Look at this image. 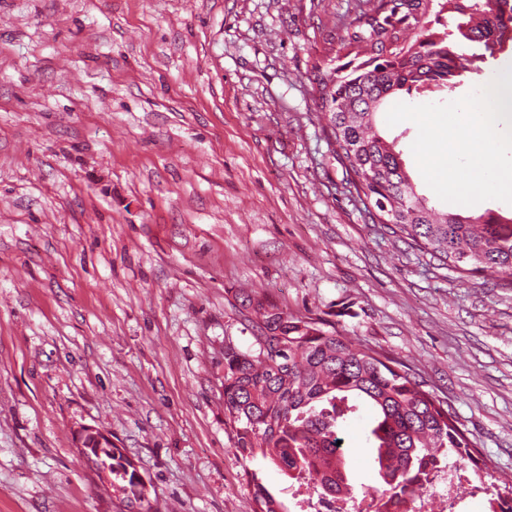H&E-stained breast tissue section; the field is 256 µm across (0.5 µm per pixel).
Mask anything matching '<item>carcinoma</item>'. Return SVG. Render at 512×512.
I'll list each match as a JSON object with an SVG mask.
<instances>
[{"mask_svg": "<svg viewBox=\"0 0 512 512\" xmlns=\"http://www.w3.org/2000/svg\"><path fill=\"white\" fill-rule=\"evenodd\" d=\"M451 22L430 26V14ZM512 43V0H360L339 36V52L312 63L332 155L347 183L364 196L373 224H385L408 248L461 274L496 275L512 285V216L488 209L478 217L430 204L416 190L377 117L400 91L450 94L467 65L496 58ZM255 349L224 348V421L236 457L272 463L299 486L330 499L374 494L376 512H397L430 481L433 466L456 462L481 470L475 449L452 419L448 402L421 389L399 361L355 348L320 318L295 316L267 299L247 298ZM368 404L374 419L377 481L356 484L341 432ZM133 460L113 448L112 494L126 507L152 512L147 483ZM254 512H290L257 472ZM489 512H512V490L491 491Z\"/></svg>", "mask_w": 512, "mask_h": 512, "instance_id": "1", "label": "carcinoma"}]
</instances>
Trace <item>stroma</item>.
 Returning a JSON list of instances; mask_svg holds the SVG:
<instances>
[{"label": "stroma", "instance_id": "35a3bbf8", "mask_svg": "<svg viewBox=\"0 0 512 512\" xmlns=\"http://www.w3.org/2000/svg\"><path fill=\"white\" fill-rule=\"evenodd\" d=\"M357 3L0 0V512H119L84 425L158 512H250L224 423L249 296L404 363L512 486V286L366 223L330 153L309 70Z\"/></svg>", "mask_w": 512, "mask_h": 512}]
</instances>
